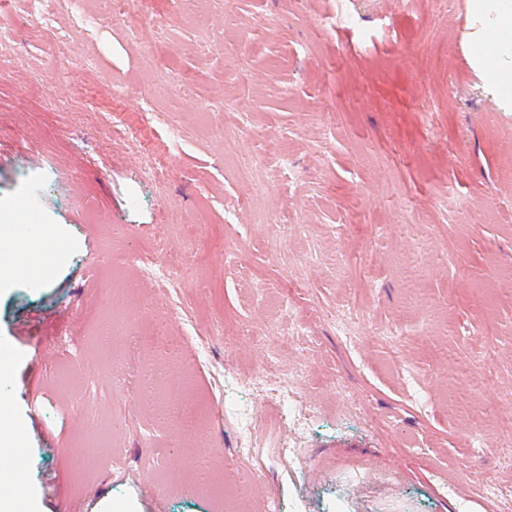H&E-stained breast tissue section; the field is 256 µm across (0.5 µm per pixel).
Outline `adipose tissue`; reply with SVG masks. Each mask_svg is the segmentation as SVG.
Returning a JSON list of instances; mask_svg holds the SVG:
<instances>
[{
	"label": "adipose tissue",
	"mask_w": 512,
	"mask_h": 512,
	"mask_svg": "<svg viewBox=\"0 0 512 512\" xmlns=\"http://www.w3.org/2000/svg\"><path fill=\"white\" fill-rule=\"evenodd\" d=\"M463 53L498 107L512 112V0H466Z\"/></svg>",
	"instance_id": "adipose-tissue-1"
}]
</instances>
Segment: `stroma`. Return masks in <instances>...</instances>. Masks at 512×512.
<instances>
[{
    "label": "stroma",
    "mask_w": 512,
    "mask_h": 512,
    "mask_svg": "<svg viewBox=\"0 0 512 512\" xmlns=\"http://www.w3.org/2000/svg\"><path fill=\"white\" fill-rule=\"evenodd\" d=\"M51 9L0 0L11 512H512V112L466 0ZM268 376L278 377L281 390L290 391L295 387L298 381L304 377V373L301 369H295L279 374L277 371L272 370L271 367H265L254 374V379L257 381H262Z\"/></svg>",
    "instance_id": "1"
}]
</instances>
